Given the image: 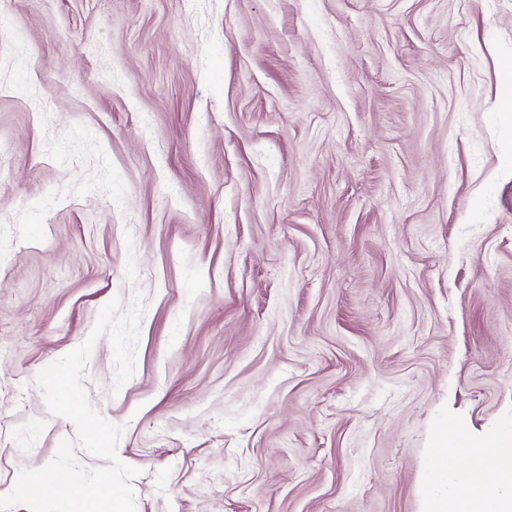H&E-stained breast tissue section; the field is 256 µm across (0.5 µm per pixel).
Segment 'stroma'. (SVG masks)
<instances>
[{"label": "stroma", "mask_w": 512, "mask_h": 512, "mask_svg": "<svg viewBox=\"0 0 512 512\" xmlns=\"http://www.w3.org/2000/svg\"><path fill=\"white\" fill-rule=\"evenodd\" d=\"M512 0H0V496L83 386L136 512H426L512 435Z\"/></svg>", "instance_id": "1"}]
</instances>
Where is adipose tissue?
<instances>
[{
  "label": "adipose tissue",
  "mask_w": 512,
  "mask_h": 512,
  "mask_svg": "<svg viewBox=\"0 0 512 512\" xmlns=\"http://www.w3.org/2000/svg\"><path fill=\"white\" fill-rule=\"evenodd\" d=\"M441 453L429 512H512V448L475 441L465 430L439 433Z\"/></svg>",
  "instance_id": "1"
}]
</instances>
